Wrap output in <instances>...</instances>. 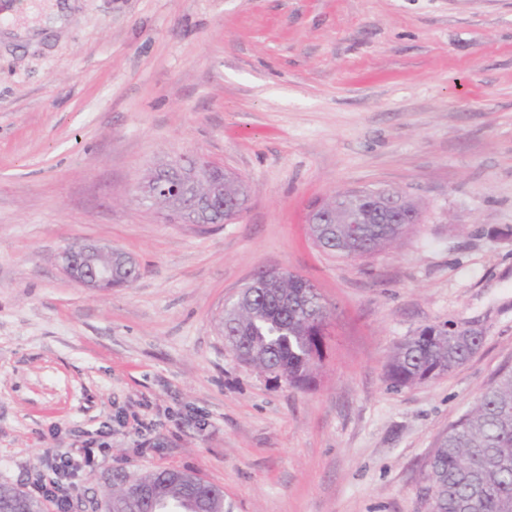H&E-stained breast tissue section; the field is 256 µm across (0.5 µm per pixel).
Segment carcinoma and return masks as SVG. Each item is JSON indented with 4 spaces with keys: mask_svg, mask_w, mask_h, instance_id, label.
Wrapping results in <instances>:
<instances>
[{
    "mask_svg": "<svg viewBox=\"0 0 512 512\" xmlns=\"http://www.w3.org/2000/svg\"><path fill=\"white\" fill-rule=\"evenodd\" d=\"M244 209L243 181L224 176V198L200 221L224 223V206ZM327 224H309L318 247L339 258L373 256L400 240L405 223L419 213L402 199L398 223L379 224L380 199L373 189L339 192L324 203ZM330 315L321 295L300 275L280 272L268 288H255L247 301L224 310L218 328L224 342L242 363L288 385L310 388L322 367ZM482 337L440 325L426 326L397 345L386 366L394 388L423 383L465 363ZM150 488L146 498L127 489L118 474L104 503L113 512H218L224 494L214 484L174 468L149 471L138 478ZM421 497L429 512H512V368L497 373L475 406L448 426L427 464ZM43 503L26 492L0 485V512H41Z\"/></svg>",
    "mask_w": 512,
    "mask_h": 512,
    "instance_id": "obj_1",
    "label": "carcinoma"
}]
</instances>
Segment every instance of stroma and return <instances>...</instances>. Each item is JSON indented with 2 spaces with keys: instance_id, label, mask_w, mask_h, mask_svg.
<instances>
[{
  "instance_id": "35a3bbf8",
  "label": "stroma",
  "mask_w": 512,
  "mask_h": 512,
  "mask_svg": "<svg viewBox=\"0 0 512 512\" xmlns=\"http://www.w3.org/2000/svg\"><path fill=\"white\" fill-rule=\"evenodd\" d=\"M182 155L248 187L229 224H170L138 188ZM406 193L422 220L358 260L315 247L337 191ZM93 240L140 278L89 291ZM333 312L316 384L241 363L217 328L258 270ZM476 330L454 372L400 390L394 345ZM512 366V0H76L38 46L0 43V485L31 491L93 441L72 512L171 467L230 512H426L438 435ZM60 262L64 274L83 288L97 290L109 282H112V288L131 284L122 276L112 281V248L93 242L69 244L60 253Z\"/></svg>"
}]
</instances>
